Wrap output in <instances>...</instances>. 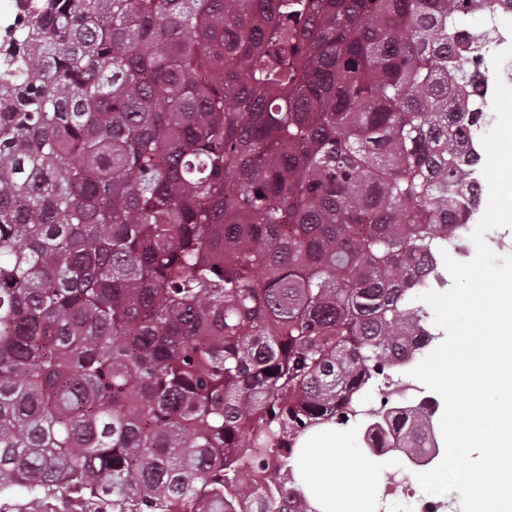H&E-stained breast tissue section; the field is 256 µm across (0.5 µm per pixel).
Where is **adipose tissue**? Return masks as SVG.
I'll return each mask as SVG.
<instances>
[{"mask_svg": "<svg viewBox=\"0 0 512 512\" xmlns=\"http://www.w3.org/2000/svg\"><path fill=\"white\" fill-rule=\"evenodd\" d=\"M369 461H352L345 440L329 424L311 432L300 450L296 480L317 512H362L377 490Z\"/></svg>", "mask_w": 512, "mask_h": 512, "instance_id": "obj_1", "label": "adipose tissue"}]
</instances>
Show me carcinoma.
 Listing matches in <instances>:
<instances>
[{"label": "carcinoma", "instance_id": "cac0c4a2", "mask_svg": "<svg viewBox=\"0 0 512 512\" xmlns=\"http://www.w3.org/2000/svg\"><path fill=\"white\" fill-rule=\"evenodd\" d=\"M18 0L0 38V497L296 512L299 440L432 341L479 210L480 11ZM438 402L369 448L425 460Z\"/></svg>", "mask_w": 512, "mask_h": 512}]
</instances>
